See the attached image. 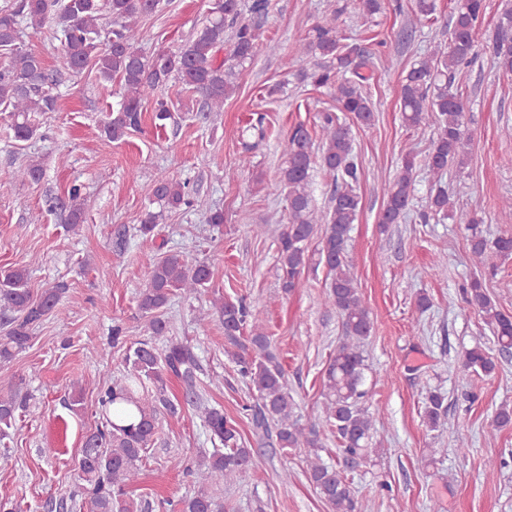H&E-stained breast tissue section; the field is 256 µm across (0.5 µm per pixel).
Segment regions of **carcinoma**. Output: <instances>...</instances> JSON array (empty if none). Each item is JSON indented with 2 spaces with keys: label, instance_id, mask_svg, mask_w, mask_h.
<instances>
[{
  "label": "carcinoma",
  "instance_id": "cac0c4a2",
  "mask_svg": "<svg viewBox=\"0 0 512 512\" xmlns=\"http://www.w3.org/2000/svg\"><path fill=\"white\" fill-rule=\"evenodd\" d=\"M161 0H19L12 9L0 10V51L9 55L8 66L0 70V107L11 114L15 139L27 141L37 127L29 122V113L41 114L49 124L57 112L53 77L36 53L17 44L18 19L37 32L53 16L61 32L62 68L80 73L94 68L100 79H119L122 99L105 121L102 132L112 142L123 140L142 125L144 103L159 86L175 79L204 98L202 111H224V100L237 88V80L253 60L260 37L259 30L268 15L269 0H215L207 22L192 37L173 51L145 55L138 46L139 21L154 13ZM361 14L371 19L382 13L385 0H358ZM485 0H464L458 4L448 26V43L437 44L427 57L405 75L400 92V112L412 127L432 126L434 137L426 165L437 184L428 199L429 208L450 216L454 201L440 186L444 172L466 165L468 105L454 89L456 73L469 64L476 48L490 46L496 68L512 74V7H505L493 27L483 25ZM112 16V37L101 45L100 20L103 13ZM224 59H218L221 51ZM292 55L301 65L302 77L318 88L333 91L336 110L322 113L321 137L314 141L308 129L298 124L288 134L285 158L280 167L279 184L286 191L287 217L276 214L257 224L258 236L277 232L279 244V280L284 292L303 287L302 272L308 260V248L317 240L319 262L327 268L330 282L323 305L336 310L342 319L344 336L330 358L322 392L321 419L324 427L336 433L342 459L364 462L377 455L371 447L373 417L366 406L367 388L365 341L371 336L373 322L366 308L349 259L352 224L357 219L361 200L357 192L360 169L353 153L350 127L340 114L350 116L361 126L375 119L368 92L371 76L364 73L371 54L347 41L339 29L338 15H322L304 38L292 47ZM154 125L166 127L171 119L168 103L154 102ZM330 186V205L319 210L311 193L314 158ZM415 159L405 158L400 173L389 185L379 215L381 224L401 223L409 210L414 192ZM43 167L30 159L12 174V180L38 182ZM156 200L177 208L191 205L189 183L176 181L162 173L146 187ZM69 224L84 222L80 190L69 191ZM469 251L477 268L495 273L497 260L512 257V232L493 240L479 230L480 219H463ZM148 282L139 294L138 308L150 317L151 336L127 344L121 329L112 328V348H124V365L100 391L99 403L115 406L113 417H104L83 442L77 459L89 496L90 512H128L126 490L138 483L143 454L157 434L161 410L175 415L179 404L166 395L164 375L171 374L185 387L186 404L195 407L209 432L212 448L201 452L192 474L196 488L192 496L181 500L180 512H223L216 493L242 479L258 465L253 449L244 446L240 434L224 413L207 405L196 391L198 368L193 352L169 336V321L164 309L174 295L199 296L208 288L211 271L205 263H189L180 253L161 257L145 256ZM64 288L56 286L34 298L23 268L0 270V309L11 313L0 334V360H8L23 350L33 331L45 318L57 312ZM466 302L481 317L502 352L512 350V315L498 309L485 286L475 277L466 288ZM203 327L218 321L224 328V353L238 367L257 393L252 413L256 432L276 437L282 449L304 453L306 473L330 512H368L359 502L341 471L325 464L323 445L313 427L300 423L294 400L288 392L286 374L272 353L261 307H248L240 301L216 298L212 309L199 314ZM163 341L162 347L156 340ZM463 366L477 374L491 376L496 363L479 344L465 351ZM152 382L154 388L146 386ZM25 410L17 386L0 385V436L8 435L19 412ZM137 416L138 422L121 425L112 418ZM423 419L436 430L448 421V406L441 392L433 390L425 397ZM512 426V405L501 404L488 423L487 432L496 434Z\"/></svg>",
  "mask_w": 512,
  "mask_h": 512
}]
</instances>
